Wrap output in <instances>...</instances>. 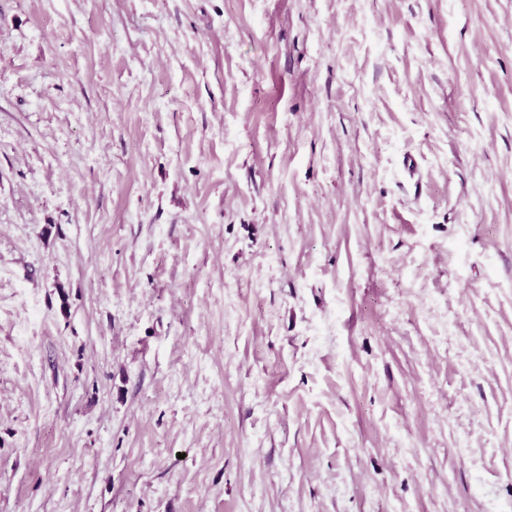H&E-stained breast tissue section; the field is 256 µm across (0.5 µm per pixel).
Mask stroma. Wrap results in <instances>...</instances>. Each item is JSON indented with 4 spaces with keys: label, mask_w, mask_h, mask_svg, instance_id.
Returning a JSON list of instances; mask_svg holds the SVG:
<instances>
[{
    "label": "stroma",
    "mask_w": 512,
    "mask_h": 512,
    "mask_svg": "<svg viewBox=\"0 0 512 512\" xmlns=\"http://www.w3.org/2000/svg\"><path fill=\"white\" fill-rule=\"evenodd\" d=\"M0 512H512V0H0Z\"/></svg>",
    "instance_id": "35a3bbf8"
}]
</instances>
